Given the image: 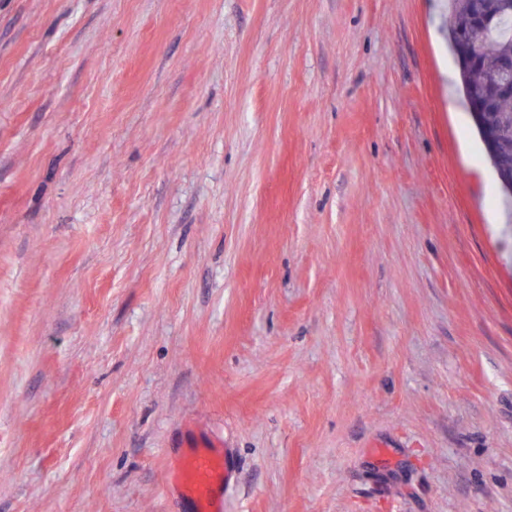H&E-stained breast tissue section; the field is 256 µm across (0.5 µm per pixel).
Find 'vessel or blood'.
Masks as SVG:
<instances>
[{
	"instance_id": "obj_1",
	"label": "vessel or blood",
	"mask_w": 512,
	"mask_h": 512,
	"mask_svg": "<svg viewBox=\"0 0 512 512\" xmlns=\"http://www.w3.org/2000/svg\"><path fill=\"white\" fill-rule=\"evenodd\" d=\"M230 480L226 455L218 449L192 451L181 464V489L196 512H224V491Z\"/></svg>"
}]
</instances>
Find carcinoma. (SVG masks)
<instances>
[{
  "instance_id": "carcinoma-1",
  "label": "carcinoma",
  "mask_w": 512,
  "mask_h": 512,
  "mask_svg": "<svg viewBox=\"0 0 512 512\" xmlns=\"http://www.w3.org/2000/svg\"><path fill=\"white\" fill-rule=\"evenodd\" d=\"M450 42L467 105L485 104L484 120L497 127L499 143L490 160L501 189L512 194V93L499 94L493 86L494 73L506 58H512V0H450ZM506 19L505 27L488 34L483 19Z\"/></svg>"
}]
</instances>
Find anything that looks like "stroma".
I'll list each match as a JSON object with an SVG mask.
<instances>
[{
	"label": "stroma",
	"mask_w": 512,
	"mask_h": 512,
	"mask_svg": "<svg viewBox=\"0 0 512 512\" xmlns=\"http://www.w3.org/2000/svg\"><path fill=\"white\" fill-rule=\"evenodd\" d=\"M448 0H0V512H512V200ZM230 480L226 454L218 449H199L181 464V492L196 512H224V491Z\"/></svg>",
	"instance_id": "35a3bbf8"
}]
</instances>
